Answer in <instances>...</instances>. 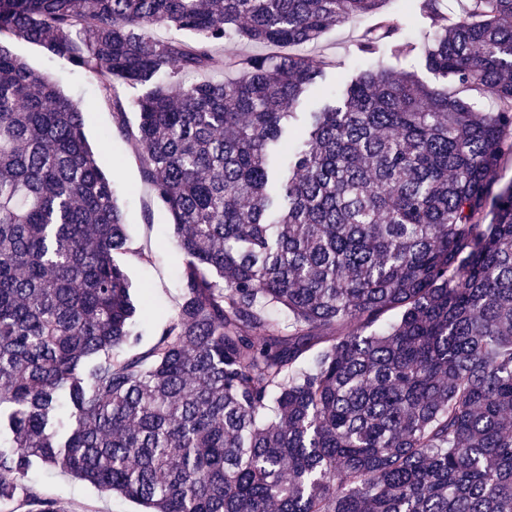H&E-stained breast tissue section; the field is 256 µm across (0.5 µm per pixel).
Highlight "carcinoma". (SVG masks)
Segmentation results:
<instances>
[{
  "mask_svg": "<svg viewBox=\"0 0 512 512\" xmlns=\"http://www.w3.org/2000/svg\"><path fill=\"white\" fill-rule=\"evenodd\" d=\"M384 2L0 0V501L39 461L146 512H512V0L457 22L420 0L421 41L378 19L357 57L414 55L478 96L361 71L272 166L329 66L283 49ZM11 40L137 114L184 256L143 353L120 354L150 310L86 109ZM242 40L272 51L215 52ZM212 70L235 77L174 80Z\"/></svg>",
  "mask_w": 512,
  "mask_h": 512,
  "instance_id": "cac0c4a2",
  "label": "carcinoma"
}]
</instances>
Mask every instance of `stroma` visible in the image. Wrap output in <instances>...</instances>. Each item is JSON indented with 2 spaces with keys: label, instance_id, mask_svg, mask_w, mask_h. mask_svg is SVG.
<instances>
[{
  "label": "stroma",
  "instance_id": "obj_1",
  "mask_svg": "<svg viewBox=\"0 0 512 512\" xmlns=\"http://www.w3.org/2000/svg\"><path fill=\"white\" fill-rule=\"evenodd\" d=\"M366 25L362 19L333 27L317 44L306 48L309 58L324 57L331 62L320 87L312 90L311 102H321L322 88H343L354 75L353 43ZM10 48L30 68L57 81L66 94L96 104L94 111L84 115V131L99 164L111 176L125 211L129 247L125 262L134 286L133 297L137 303L149 305L152 312L139 329L135 350L143 352L160 336L180 304L183 256L175 244L166 213L154 202L152 186L143 180L139 150L130 135L135 115L130 112L124 120H117L111 107L101 102L96 82L89 74L50 56L42 47L15 41ZM105 129L112 132L107 141L100 138ZM24 483L36 495L54 499L61 512H139L138 504L127 498L102 493L88 482L38 462L33 463Z\"/></svg>",
  "mask_w": 512,
  "mask_h": 512
}]
</instances>
